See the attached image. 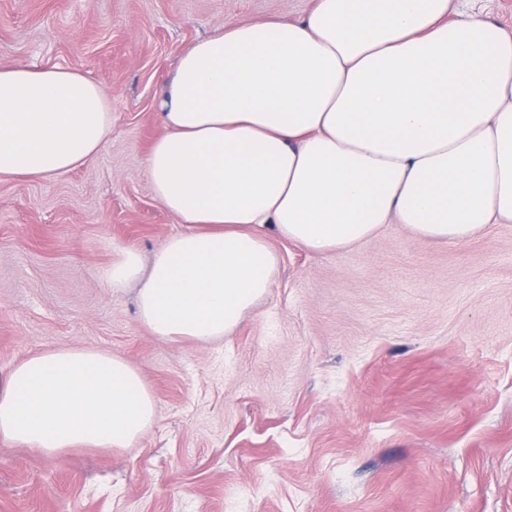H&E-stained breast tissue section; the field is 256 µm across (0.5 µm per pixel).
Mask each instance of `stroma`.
Masks as SVG:
<instances>
[{
    "instance_id": "stroma-1",
    "label": "stroma",
    "mask_w": 512,
    "mask_h": 512,
    "mask_svg": "<svg viewBox=\"0 0 512 512\" xmlns=\"http://www.w3.org/2000/svg\"><path fill=\"white\" fill-rule=\"evenodd\" d=\"M314 0H0V67L60 66L112 106L104 150L0 180V366L123 356L156 402L121 450L0 438V512H512V223L460 243L400 224L333 254L276 242L280 273L233 335L155 336L99 278L179 219L153 196L155 101L197 39Z\"/></svg>"
}]
</instances>
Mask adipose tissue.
<instances>
[{
  "mask_svg": "<svg viewBox=\"0 0 512 512\" xmlns=\"http://www.w3.org/2000/svg\"><path fill=\"white\" fill-rule=\"evenodd\" d=\"M452 0H315L293 21H242L195 41L158 101L153 196L186 224L138 284L154 335L208 343L270 293V237L319 254L401 224L459 242L512 223V34ZM102 87L68 69L0 68V179H44L107 144ZM155 400L121 355L54 349L0 367V437L44 454L131 447Z\"/></svg>",
  "mask_w": 512,
  "mask_h": 512,
  "instance_id": "adipose-tissue-1",
  "label": "adipose tissue"
}]
</instances>
